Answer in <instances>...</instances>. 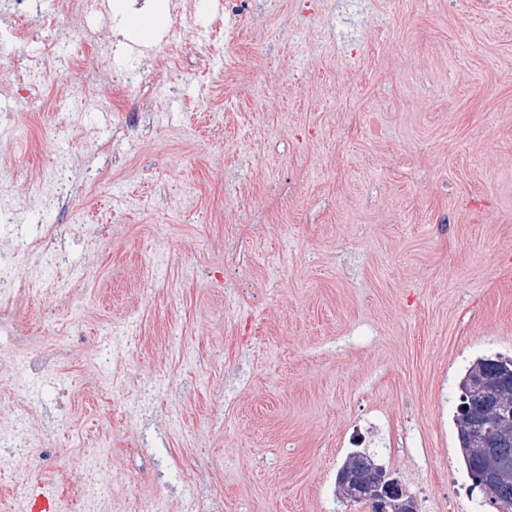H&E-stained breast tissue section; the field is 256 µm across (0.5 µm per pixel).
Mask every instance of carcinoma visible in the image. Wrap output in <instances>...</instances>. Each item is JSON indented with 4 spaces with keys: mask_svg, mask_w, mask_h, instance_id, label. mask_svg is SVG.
Masks as SVG:
<instances>
[{
    "mask_svg": "<svg viewBox=\"0 0 512 512\" xmlns=\"http://www.w3.org/2000/svg\"><path fill=\"white\" fill-rule=\"evenodd\" d=\"M488 378L498 379L509 392L508 398L512 399V360L497 356L479 358L467 369L461 381L455 424L464 463L478 485L482 481L483 442L487 436V431L478 428V424L482 423L496 433L501 453L512 455V424H498L495 421L497 399L478 391L482 380ZM489 503L496 512H502L501 506L506 503L508 512H512V479L501 482L497 496L489 499Z\"/></svg>",
    "mask_w": 512,
    "mask_h": 512,
    "instance_id": "1",
    "label": "carcinoma"
}]
</instances>
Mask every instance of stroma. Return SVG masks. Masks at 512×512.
<instances>
[{"label": "stroma", "mask_w": 512, "mask_h": 512, "mask_svg": "<svg viewBox=\"0 0 512 512\" xmlns=\"http://www.w3.org/2000/svg\"><path fill=\"white\" fill-rule=\"evenodd\" d=\"M107 2L102 24L26 0L19 53L69 37L35 80L0 62V244L27 287L0 356L68 350L26 386L60 446L0 447V512L80 486V459L169 512H369L338 493L357 450L417 512H493L454 419L472 362L512 358V0H169L144 76L150 0ZM19 222L78 227L67 265ZM167 10V3L163 1L162 12L158 19L152 22L142 20H134L132 22V28L136 32L135 41L139 46L150 44L153 41L155 30L164 25Z\"/></svg>", "instance_id": "1"}]
</instances>
